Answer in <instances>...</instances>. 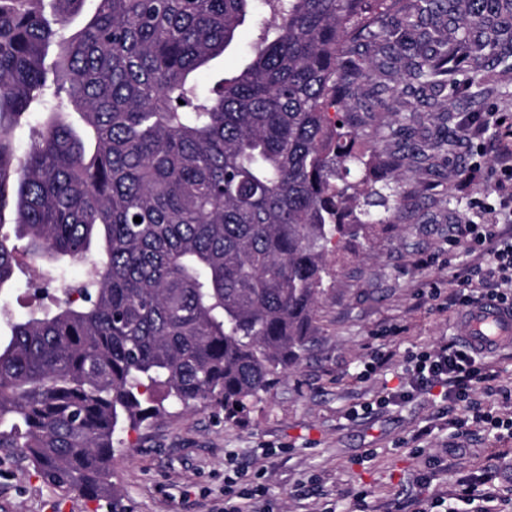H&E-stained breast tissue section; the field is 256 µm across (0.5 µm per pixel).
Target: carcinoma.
Returning <instances> with one entry per match:
<instances>
[{
    "instance_id": "1",
    "label": "carcinoma",
    "mask_w": 512,
    "mask_h": 512,
    "mask_svg": "<svg viewBox=\"0 0 512 512\" xmlns=\"http://www.w3.org/2000/svg\"><path fill=\"white\" fill-rule=\"evenodd\" d=\"M86 2L0 0V290L19 253L92 262L0 341V448L101 500L123 430L166 401L233 415L300 364L330 258L407 201L372 172L454 152L354 151L360 80L399 62L428 88L462 61L483 77L512 57V0H92L75 30ZM250 18L247 63L201 85Z\"/></svg>"
}]
</instances>
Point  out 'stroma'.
Here are the masks:
<instances>
[{"label":"stroma","instance_id":"35a3bbf8","mask_svg":"<svg viewBox=\"0 0 512 512\" xmlns=\"http://www.w3.org/2000/svg\"><path fill=\"white\" fill-rule=\"evenodd\" d=\"M471 76L469 64L458 66L459 92L449 115L434 111L431 89L410 92L395 70L379 68L365 80L352 110L376 134L358 150L400 154L408 145L450 135L456 160L377 170L378 185L409 192L414 206L371 226L332 258L334 277L317 309L309 350L261 401L234 417L218 406L174 409L122 433V450L111 463L122 512H221L230 478L239 492L264 487L274 512H352L361 494L365 512H416V501L427 495L418 481L425 457L448 454V430L415 438L435 421L441 399L426 394L383 408L375 402L403 383L409 354L465 334L461 312L439 310L430 291L447 290L449 278L472 260L467 245L455 241V226L488 223L499 196L484 174L495 165L493 132L471 136L462 125L488 112L512 113V69H490L478 83ZM387 84L396 86L394 97L385 110L372 109ZM20 265L11 288L0 291L9 307L0 316L1 336L9 320L51 308L58 293L54 287L35 292L29 280L36 269L25 259ZM374 352L389 360L364 374ZM487 359L498 377L476 396L484 408L510 415L512 401L502 392L512 389V348ZM459 454V465L437 482L445 501L433 512H461L454 498L459 480L480 473L491 454L496 484L512 488V443L495 441L477 426ZM112 508L105 499L61 492L26 459L0 450V512Z\"/></svg>","mask_w":512,"mask_h":512}]
</instances>
